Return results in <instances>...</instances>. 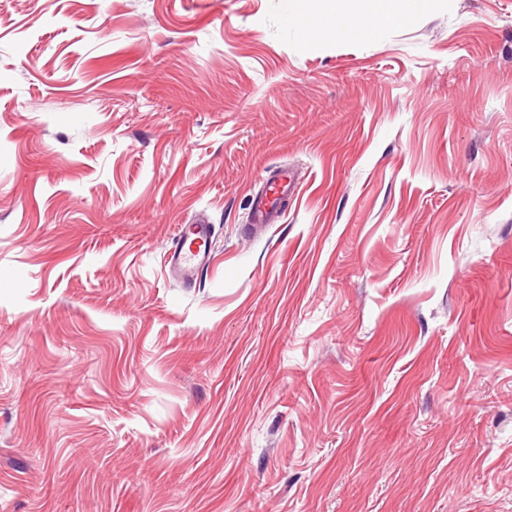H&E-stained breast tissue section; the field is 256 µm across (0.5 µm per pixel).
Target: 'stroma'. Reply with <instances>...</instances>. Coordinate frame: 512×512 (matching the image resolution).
I'll return each mask as SVG.
<instances>
[{
  "label": "stroma",
  "instance_id": "obj_1",
  "mask_svg": "<svg viewBox=\"0 0 512 512\" xmlns=\"http://www.w3.org/2000/svg\"><path fill=\"white\" fill-rule=\"evenodd\" d=\"M336 10L0 0V512H512V0ZM368 1L369 0H336V2H345L341 13L344 17L352 21L350 30L355 33L370 34L374 32L387 20L394 9L408 16L422 12L433 2V0H385L392 6L369 18L367 15ZM212 243V224L200 220L179 225L175 243L167 252L168 278L186 286L192 284L211 262Z\"/></svg>",
  "mask_w": 512,
  "mask_h": 512
}]
</instances>
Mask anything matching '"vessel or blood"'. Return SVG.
Instances as JSON below:
<instances>
[{
  "label": "vessel or blood",
  "instance_id": "obj_1",
  "mask_svg": "<svg viewBox=\"0 0 512 512\" xmlns=\"http://www.w3.org/2000/svg\"><path fill=\"white\" fill-rule=\"evenodd\" d=\"M213 229L205 221L179 225L175 243L167 252V275L183 285L192 284L210 264Z\"/></svg>",
  "mask_w": 512,
  "mask_h": 512
}]
</instances>
